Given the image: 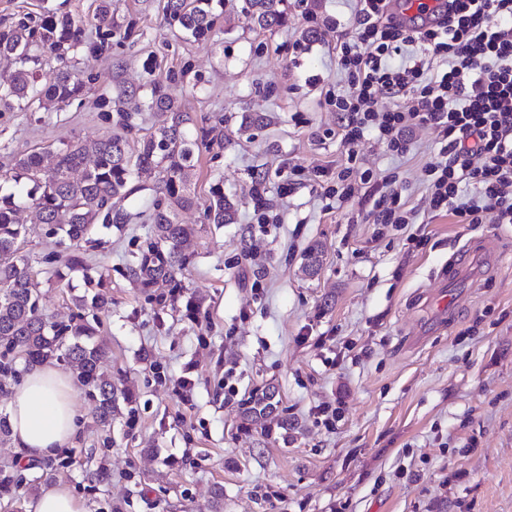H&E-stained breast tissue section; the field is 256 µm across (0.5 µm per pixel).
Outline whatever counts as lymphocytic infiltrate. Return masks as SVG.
Wrapping results in <instances>:
<instances>
[{
    "label": "lymphocytic infiltrate",
    "instance_id": "1",
    "mask_svg": "<svg viewBox=\"0 0 512 512\" xmlns=\"http://www.w3.org/2000/svg\"><path fill=\"white\" fill-rule=\"evenodd\" d=\"M438 22L410 28L390 12L391 0H360L352 35L337 39L336 60L346 81L329 102L338 133L355 146L370 129L395 156L409 152L412 135L426 128L440 146L430 166L427 206L461 224H512V0H441ZM418 46L425 59L408 56ZM392 106L380 108V97ZM475 197H465V188ZM368 201L376 223L405 225L395 178L384 179Z\"/></svg>",
    "mask_w": 512,
    "mask_h": 512
}]
</instances>
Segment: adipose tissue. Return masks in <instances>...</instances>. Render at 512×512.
<instances>
[{
    "instance_id": "1",
    "label": "adipose tissue",
    "mask_w": 512,
    "mask_h": 512,
    "mask_svg": "<svg viewBox=\"0 0 512 512\" xmlns=\"http://www.w3.org/2000/svg\"><path fill=\"white\" fill-rule=\"evenodd\" d=\"M11 437L24 461L40 460L77 435L76 388L71 376L47 361L30 365L9 399Z\"/></svg>"
}]
</instances>
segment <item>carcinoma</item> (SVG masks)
Masks as SVG:
<instances>
[{
	"label": "carcinoma",
	"mask_w": 512,
	"mask_h": 512,
	"mask_svg": "<svg viewBox=\"0 0 512 512\" xmlns=\"http://www.w3.org/2000/svg\"><path fill=\"white\" fill-rule=\"evenodd\" d=\"M97 6L88 19L69 15H48L35 28L25 22L0 28V53L13 54L18 66L6 81H0V102L20 109L36 104L48 109L82 97L87 92L75 61L69 52L81 42L86 24L102 32L106 39L126 38L130 28L114 20V0H95ZM212 0H167V19L196 41H209L218 15ZM243 16L261 29L273 32L288 24V0H245ZM39 48L53 55L57 65L49 76L37 69ZM120 96L134 105L132 112H118L114 123L119 133L104 134L85 141L61 140L52 149H32L15 153L10 178L16 191L0 196V391L16 382L18 365L64 360L76 373L85 395L96 403V423L111 426L119 401L129 402L102 369L105 348L94 340L95 327L87 319L88 309L109 307L111 299L103 276L91 273L81 243L89 242L103 226L121 228L129 223L123 210L112 209V198L131 194V183L143 171L158 174L153 186L154 204L148 217L150 235L129 265L130 274L149 291L176 289L187 266L183 245L200 233L195 224H183L180 212L193 203L191 185L195 152L221 139L219 126L224 119L201 130L191 139L184 126L188 113L166 85L150 83L147 93L124 88ZM147 110L153 123L148 129L135 121V113ZM24 207L36 210L39 223L50 226L61 237L66 255V272L80 271L84 294L76 300L77 312L68 322H55L42 312V293L30 272L29 258L19 243L30 229L19 223L17 213ZM235 205L218 191L204 221L230 224ZM322 245L315 243L304 255V265L314 274L320 266ZM66 272H56L58 279ZM271 390L256 391L242 403L241 417L246 425L267 429L264 421L276 411ZM109 478L104 461L88 469L85 479L93 484Z\"/></svg>",
	"instance_id": "1"
}]
</instances>
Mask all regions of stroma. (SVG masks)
Masks as SVG:
<instances>
[{
    "label": "stroma",
    "mask_w": 512,
    "mask_h": 512,
    "mask_svg": "<svg viewBox=\"0 0 512 512\" xmlns=\"http://www.w3.org/2000/svg\"><path fill=\"white\" fill-rule=\"evenodd\" d=\"M289 3L287 27L271 33L247 24L242 0L219 2L216 12L231 19L197 42L165 21L162 0H117L115 19L131 24V36L105 40L89 27L72 52L88 86L83 104L0 106L4 194L12 154L111 131L119 87L168 85L192 135L224 120L223 141L195 156L193 205L180 219L203 229L186 249L181 288L162 302L128 276L150 230L142 214L151 175L116 201L130 224L82 246L112 300L95 323L104 367L134 408L116 413L106 433L93 402L79 397L81 429L56 452V479L87 512H512V225L427 211L438 147L426 130L403 158L366 136L353 150L371 184L342 202L327 196L316 169L342 170L351 150L326 102L344 80L333 42L308 36L298 0ZM92 4L0 0V27L84 16ZM294 167L300 180L281 195ZM260 173L279 224L267 235L254 220ZM389 175L416 215L399 230L374 223L364 200ZM217 188L236 205L233 223L203 222ZM21 220L32 228L22 251L42 309L67 319L83 279L58 281V236L32 211ZM487 241L500 262L454 299L441 296L461 255ZM316 242L322 265L311 276L303 254ZM190 301L203 322L189 318ZM183 376L194 382L187 406L173 393ZM264 387L292 430L240 429L242 402ZM99 459L110 476L95 489L85 471Z\"/></svg>",
    "instance_id": "obj_1"
}]
</instances>
